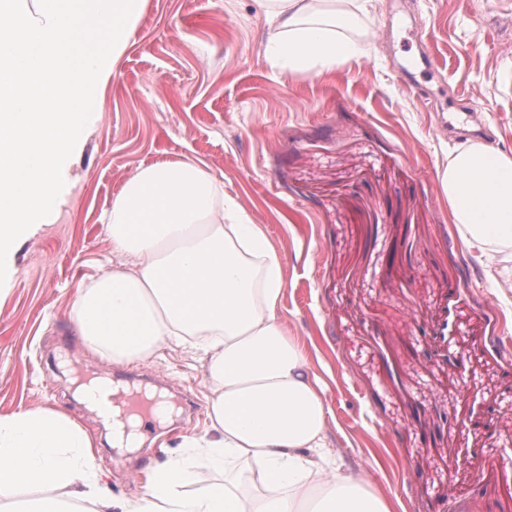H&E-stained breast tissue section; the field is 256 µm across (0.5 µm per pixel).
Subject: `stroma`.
Here are the masks:
<instances>
[{"mask_svg":"<svg viewBox=\"0 0 512 512\" xmlns=\"http://www.w3.org/2000/svg\"><path fill=\"white\" fill-rule=\"evenodd\" d=\"M368 54L321 76L282 71L257 0H146L101 94L54 223L24 241L0 294V416L33 406L76 420L111 494L140 495L143 471L203 433L201 363L171 347L103 360L70 319L79 288L120 263L104 214L137 168L193 158L265 225L287 261L281 314L303 341L336 421L340 464L379 465L396 512H512V289L500 292L448 222L437 177L451 143L438 112L472 109L512 152V0H375ZM428 41L435 101L398 66ZM465 358L446 360L445 349ZM136 391L165 382L190 413L138 451L75 396L65 358ZM493 412L473 426L470 396ZM483 478L473 483L467 452Z\"/></svg>","mask_w":512,"mask_h":512,"instance_id":"35a3bbf8","label":"stroma"}]
</instances>
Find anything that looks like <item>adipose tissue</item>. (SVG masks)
<instances>
[{"instance_id": "1", "label": "adipose tissue", "mask_w": 512, "mask_h": 512, "mask_svg": "<svg viewBox=\"0 0 512 512\" xmlns=\"http://www.w3.org/2000/svg\"><path fill=\"white\" fill-rule=\"evenodd\" d=\"M372 0H261L272 56L322 75L361 53ZM438 179L448 221L512 287V154L469 141ZM121 267L79 289L70 317L113 363L176 345L202 364L208 428L145 469L133 499L104 491L83 427L53 408L0 417V512H392L375 470H343L302 341L280 317L285 263L262 225L198 161L138 169L106 218ZM223 480L198 487L203 469ZM36 498L18 502L20 489Z\"/></svg>"}]
</instances>
